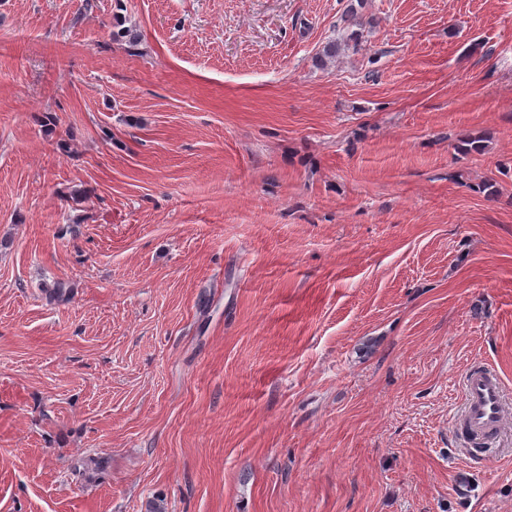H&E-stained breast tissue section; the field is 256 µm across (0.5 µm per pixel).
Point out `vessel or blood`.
Wrapping results in <instances>:
<instances>
[{
    "mask_svg": "<svg viewBox=\"0 0 512 512\" xmlns=\"http://www.w3.org/2000/svg\"><path fill=\"white\" fill-rule=\"evenodd\" d=\"M505 416L503 383L490 368L474 366L464 379V410L457 427L472 448L490 447Z\"/></svg>",
    "mask_w": 512,
    "mask_h": 512,
    "instance_id": "b4317fda",
    "label": "vessel or blood"
}]
</instances>
